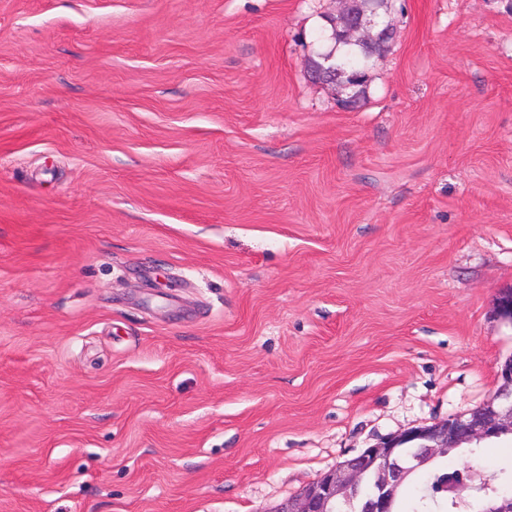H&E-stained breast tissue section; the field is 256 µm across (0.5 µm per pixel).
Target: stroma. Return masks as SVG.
Masks as SVG:
<instances>
[{
  "instance_id": "stroma-1",
  "label": "stroma",
  "mask_w": 512,
  "mask_h": 512,
  "mask_svg": "<svg viewBox=\"0 0 512 512\" xmlns=\"http://www.w3.org/2000/svg\"><path fill=\"white\" fill-rule=\"evenodd\" d=\"M0 0V512H273L499 386L512 0ZM367 5L373 7V3L366 0H344L342 8L336 16L327 17L331 23V34L329 40L333 46L328 51L317 50L307 59V69L312 75L320 69H332L333 72L325 71L321 83L331 87L343 89V86L350 82L349 73L353 70L369 68L373 58L382 55L391 40V29L388 39L382 42L375 41L376 31L372 35L366 34L365 26L357 23L359 16L365 11ZM336 31L340 37L336 39ZM340 47H343L341 51ZM334 55L331 62L326 63L325 55ZM322 56V57H320Z\"/></svg>"
}]
</instances>
